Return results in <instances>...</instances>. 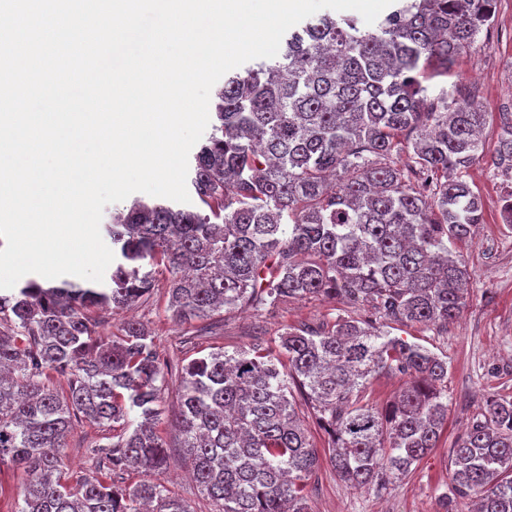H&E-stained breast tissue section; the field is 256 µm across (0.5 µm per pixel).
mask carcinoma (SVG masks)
Instances as JSON below:
<instances>
[{
  "label": "carcinoma",
  "instance_id": "carcinoma-1",
  "mask_svg": "<svg viewBox=\"0 0 512 512\" xmlns=\"http://www.w3.org/2000/svg\"><path fill=\"white\" fill-rule=\"evenodd\" d=\"M494 0H395L373 25L324 14L294 30L281 60L233 73L191 190L207 211L136 201L103 230L114 261L101 283L29 278L0 293V465L25 474L15 512H195L160 483L117 485L116 470L169 465L155 431L167 376L178 382L180 448L211 512H311L321 460L302 408L327 435L325 458L353 490L380 492L438 447L448 361L379 329H446L466 306L467 270L449 245L482 223L456 173L484 152L479 103L429 94L483 28ZM496 159L512 168V113ZM411 150V165L391 157ZM167 272L183 342L222 335L220 312L327 296L365 317L288 325L274 345L161 362L139 321L97 332L96 311L146 302ZM64 380L54 387L50 375ZM381 374L406 378L384 408ZM112 428L91 475L64 462L73 419ZM451 497L512 512V402L493 399L451 451Z\"/></svg>",
  "mask_w": 512,
  "mask_h": 512
}]
</instances>
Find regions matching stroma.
I'll use <instances>...</instances> for the list:
<instances>
[{"label":"stroma","instance_id":"1","mask_svg":"<svg viewBox=\"0 0 512 512\" xmlns=\"http://www.w3.org/2000/svg\"><path fill=\"white\" fill-rule=\"evenodd\" d=\"M454 83L460 85L462 96L473 94L481 101L488 113L484 137L488 146H495L501 133L500 115L512 112V0H496L492 29L478 34L451 76L434 78L428 86L436 92ZM463 178L483 204L482 224L468 243L455 248L470 277L463 314L444 331L420 325L395 331L396 336L419 343L448 361V423L439 446L409 476L382 493L350 489L329 465H322L307 485L313 512H445L451 489V448L464 436L472 418L483 411L488 398L512 399V224L503 219V205L512 193V171L496 167L487 155L466 169ZM341 310L340 304L319 296L287 301L261 314L235 312L224 317L223 338L211 339L210 344L229 351L246 347L260 337L276 338L287 324L332 322ZM130 314L150 328L161 359L195 357V346L181 344L185 327L173 321L163 294L136 305ZM176 387V382H169L164 392L166 412L156 426L168 445L171 468L156 473L123 471L114 480L120 485L142 480L160 483L194 504L200 495L174 428ZM111 435L110 427L76 422L65 450L66 463L77 473L89 472L92 447L106 443Z\"/></svg>","mask_w":512,"mask_h":512}]
</instances>
